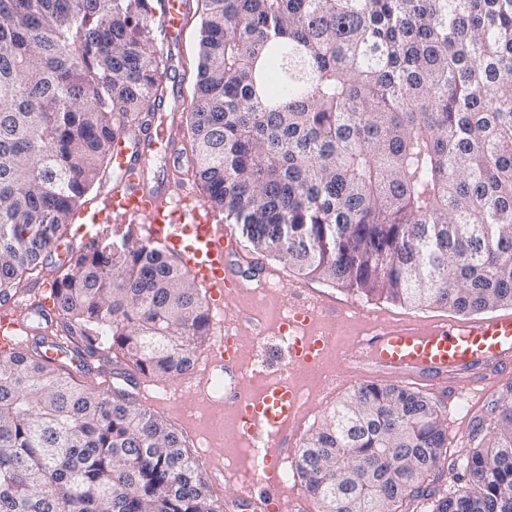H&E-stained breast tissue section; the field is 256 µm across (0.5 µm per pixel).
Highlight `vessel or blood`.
<instances>
[{
  "mask_svg": "<svg viewBox=\"0 0 512 512\" xmlns=\"http://www.w3.org/2000/svg\"><path fill=\"white\" fill-rule=\"evenodd\" d=\"M154 2L164 41L176 48L188 0ZM179 136L177 125L159 124L151 115L119 131L112 143V168L119 181L104 212L93 219L102 221L110 213L141 223L149 238L184 258L204 286L208 303L219 306L225 292L240 285L233 267L237 244L210 212L194 204L191 193H173L169 179L150 167L153 148L164 142L176 151ZM23 312L14 297L0 300V351L18 350L22 337L37 335L40 329H60L53 304H46L40 328ZM277 323L288 338L286 359L260 393L238 386L241 363L234 335L219 337L204 363L206 371L223 372L224 397L233 406L237 435L256 453L257 476L242 491L252 512H276L279 506L282 485L277 473L288 457V427L301 421L306 409L292 375L320 366L328 346L336 348L339 376L421 383L445 395L452 407L465 395L483 393L496 376L512 370V312L448 322L410 316L385 322L379 311L295 289L287 315Z\"/></svg>",
  "mask_w": 512,
  "mask_h": 512,
  "instance_id": "obj_1",
  "label": "vessel or blood"
}]
</instances>
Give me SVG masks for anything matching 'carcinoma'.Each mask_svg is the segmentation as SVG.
<instances>
[{
  "mask_svg": "<svg viewBox=\"0 0 512 512\" xmlns=\"http://www.w3.org/2000/svg\"><path fill=\"white\" fill-rule=\"evenodd\" d=\"M192 173L256 249L366 297L512 306V0H201ZM149 0H0V295L47 257L165 92ZM289 224L306 246L277 237ZM63 340L112 374L0 353V512H223L135 397L209 331L205 292L146 241L55 268ZM448 428L402 385L352 386L294 470L322 512H397ZM431 512H512V403Z\"/></svg>",
  "mask_w": 512,
  "mask_h": 512,
  "instance_id": "cac0c4a2",
  "label": "carcinoma"
}]
</instances>
